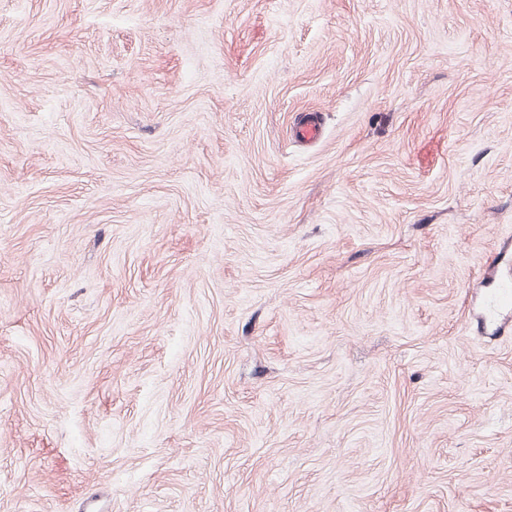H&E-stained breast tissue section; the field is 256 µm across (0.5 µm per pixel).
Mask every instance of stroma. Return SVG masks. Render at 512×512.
Instances as JSON below:
<instances>
[{"mask_svg": "<svg viewBox=\"0 0 512 512\" xmlns=\"http://www.w3.org/2000/svg\"><path fill=\"white\" fill-rule=\"evenodd\" d=\"M511 270L512 0H0V512H512Z\"/></svg>", "mask_w": 512, "mask_h": 512, "instance_id": "35a3bbf8", "label": "stroma"}]
</instances>
